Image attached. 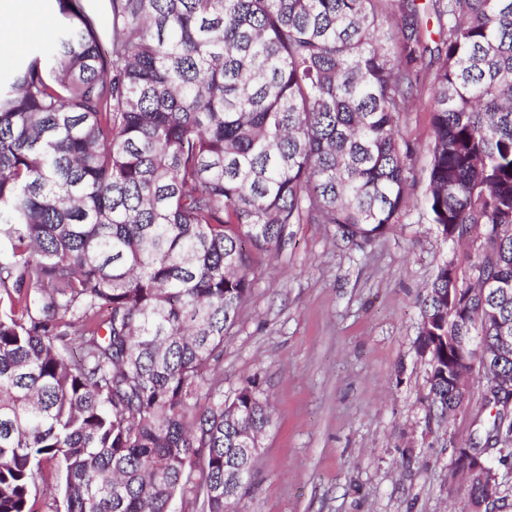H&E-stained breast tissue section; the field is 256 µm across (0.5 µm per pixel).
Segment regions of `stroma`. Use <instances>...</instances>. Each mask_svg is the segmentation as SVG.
<instances>
[{
    "label": "stroma",
    "mask_w": 512,
    "mask_h": 512,
    "mask_svg": "<svg viewBox=\"0 0 512 512\" xmlns=\"http://www.w3.org/2000/svg\"><path fill=\"white\" fill-rule=\"evenodd\" d=\"M40 10L51 28L37 40L47 47L57 16L50 0ZM0 27L15 33L0 52L6 75L37 40L29 17L0 18ZM430 97L422 79L400 121L415 198L430 161ZM466 251L411 202L364 248L342 242L334 225L292 224L276 255L256 258L251 297L224 338V393L258 376L273 417L234 512H460L453 447L467 444L481 396L468 412L431 420L418 344L427 284Z\"/></svg>",
    "instance_id": "35a3bbf8"
}]
</instances>
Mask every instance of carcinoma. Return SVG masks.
<instances>
[{"instance_id":"obj_1","label":"carcinoma","mask_w":512,"mask_h":512,"mask_svg":"<svg viewBox=\"0 0 512 512\" xmlns=\"http://www.w3.org/2000/svg\"><path fill=\"white\" fill-rule=\"evenodd\" d=\"M54 44L0 81V512H228L272 423L224 398V336L290 224L358 248L413 187L400 136L431 77L423 209L446 241L422 301L448 413L449 290L512 320V0H54ZM438 27L429 47L423 13ZM470 438L512 465L493 394ZM181 502V509L173 504Z\"/></svg>"}]
</instances>
